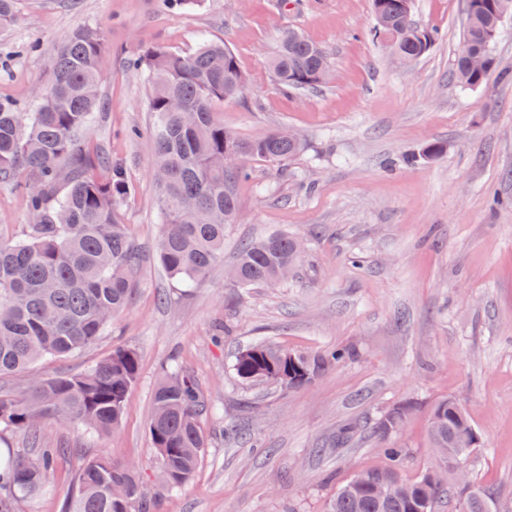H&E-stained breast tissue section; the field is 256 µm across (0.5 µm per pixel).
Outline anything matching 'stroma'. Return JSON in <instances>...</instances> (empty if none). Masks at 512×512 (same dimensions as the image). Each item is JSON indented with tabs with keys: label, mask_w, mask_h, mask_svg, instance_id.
I'll list each match as a JSON object with an SVG mask.
<instances>
[{
	"label": "stroma",
	"mask_w": 512,
	"mask_h": 512,
	"mask_svg": "<svg viewBox=\"0 0 512 512\" xmlns=\"http://www.w3.org/2000/svg\"><path fill=\"white\" fill-rule=\"evenodd\" d=\"M17 12L0 30V101L29 107L67 37L102 27L105 110L89 141L123 170L130 192L121 217L143 252L130 307L96 344L0 378L1 390L16 392L83 373L118 346L140 355L118 428L48 426L50 442L70 453L20 512H63L89 456L137 465L154 480L152 401L173 357L218 412L204 421L210 444L192 479L164 494L160 512H326L339 486L384 465L370 429L394 408L406 412L394 438L407 450L404 477L415 479L440 463L428 427L445 398L463 405L482 438L467 484L447 477L456 500L488 489L512 512V81L493 77L467 92L453 81L466 0H414L417 24L438 38L410 66L376 35L372 0H17ZM286 28L323 48L327 84L289 92L275 81L267 60ZM203 35L234 51L248 82L242 98L219 105L225 128L254 139L285 127L306 147L282 165L251 160L236 186L239 215L223 263L186 290L156 256L148 87L128 60L152 44L189 53ZM433 141L441 154L408 161ZM495 196L502 206L492 207ZM27 224L23 197L1 187L0 237L23 238ZM279 231L307 240L296 276L244 291L226 285L239 243ZM262 341L356 355L302 386L242 384L233 358ZM353 420L367 431L337 443Z\"/></svg>",
	"instance_id": "stroma-1"
}]
</instances>
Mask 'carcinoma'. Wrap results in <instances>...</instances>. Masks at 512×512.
<instances>
[{
  "label": "carcinoma",
  "mask_w": 512,
  "mask_h": 512,
  "mask_svg": "<svg viewBox=\"0 0 512 512\" xmlns=\"http://www.w3.org/2000/svg\"><path fill=\"white\" fill-rule=\"evenodd\" d=\"M469 17L454 60L452 77L462 89L486 83L499 69L495 39L512 14V0H481ZM414 0H373V11L385 16V32L400 57L423 56L432 33L415 25ZM483 54L484 68L470 69L468 55ZM103 30L73 31L49 61V77L34 111L0 102V185L22 192L29 217L26 238L0 239V378L26 370L40 359L64 358L96 342L112 320L129 307L141 249L120 219L121 199L129 192L122 170L105 153L89 147L88 133L99 122L104 102ZM324 51L296 30L283 31L268 66L278 83L291 90L325 83ZM150 88L154 143L153 174L157 183L161 225L156 252L165 273L190 288L224 261V236L236 223L235 183L248 176V166L225 157L241 150L249 159L280 163L304 149L302 141L277 140L269 133L254 140L224 128L216 105L240 97L244 75L222 43L202 44L183 54L163 45L141 50L133 59ZM304 252L299 237L285 232L241 244L228 272L233 288L273 286L288 278ZM353 356L337 348L321 355L288 352L254 343L235 356L239 380L268 382L269 375L288 372L278 384L311 382L325 367ZM138 352L117 347L88 372L38 380L13 394L0 390V428L26 434L32 453L0 455V512H19V503L49 482L63 448L47 445L45 429L52 421L100 434L122 421L126 396L137 382ZM212 405L193 372L173 364L164 371L153 396L149 430L161 460L162 487L186 484L207 448L202 419ZM405 411H389L376 426L387 463L350 481L329 500L327 512H434L444 486L430 470L416 480L402 477L407 451L391 441L394 425ZM471 430L470 454L479 446L467 413L453 399L432 409V447L457 450L461 433ZM391 473L400 490L378 497L368 483ZM161 495L144 496V477L134 465L90 459L80 468L66 512H158ZM470 512H498L495 498L481 491Z\"/></svg>",
  "instance_id": "cac0c4a2"
}]
</instances>
